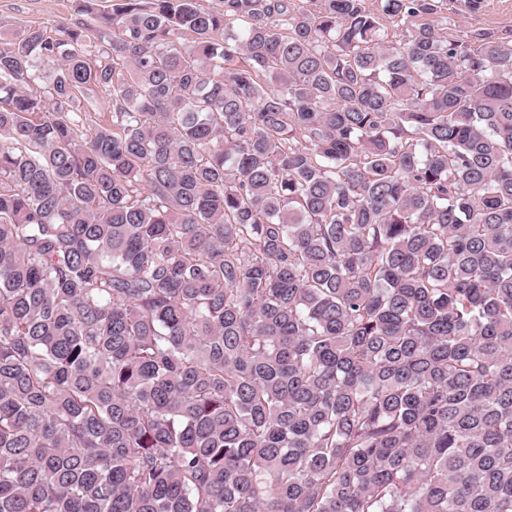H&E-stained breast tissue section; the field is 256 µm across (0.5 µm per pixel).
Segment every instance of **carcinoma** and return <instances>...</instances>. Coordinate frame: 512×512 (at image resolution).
<instances>
[{
  "instance_id": "cac0c4a2",
  "label": "carcinoma",
  "mask_w": 512,
  "mask_h": 512,
  "mask_svg": "<svg viewBox=\"0 0 512 512\" xmlns=\"http://www.w3.org/2000/svg\"><path fill=\"white\" fill-rule=\"evenodd\" d=\"M380 2L0 41V512H512V42Z\"/></svg>"
}]
</instances>
